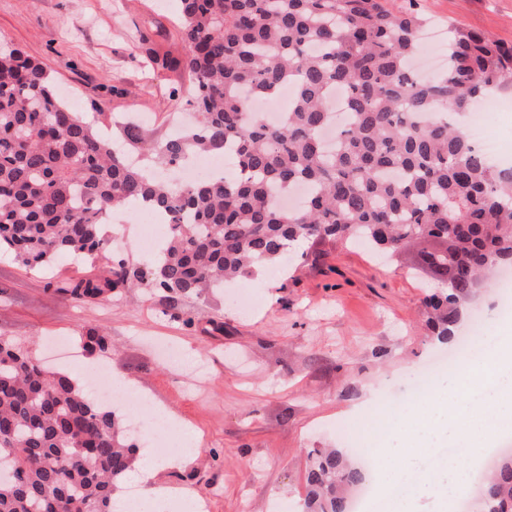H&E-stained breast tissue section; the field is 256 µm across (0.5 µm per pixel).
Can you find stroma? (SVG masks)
<instances>
[{"label":"stroma","mask_w":512,"mask_h":512,"mask_svg":"<svg viewBox=\"0 0 512 512\" xmlns=\"http://www.w3.org/2000/svg\"><path fill=\"white\" fill-rule=\"evenodd\" d=\"M417 9L435 30L512 42V0H417ZM179 20L180 0H0V46L40 64L100 134L118 138L136 124L151 143L189 118ZM152 50L174 65L153 64ZM111 230L115 252L144 266L137 216L121 212ZM91 269L63 255L28 270L0 255V336L80 382L108 365L146 401L119 415L146 430L161 417L192 432L194 454L156 476L170 512H186L190 497L203 498L206 512H292L306 494L310 451L349 455L356 440L378 456L406 447L416 421L407 390L440 350L425 309L439 284L417 249L381 259L350 243L305 245L288 266L235 283L250 301L245 310L225 290L168 300L143 288L94 302L54 293L55 282ZM479 316L486 335H501L496 279L467 302L461 332ZM93 330L117 355L85 351ZM171 351L203 363L207 378L190 381L169 363Z\"/></svg>","instance_id":"obj_1"}]
</instances>
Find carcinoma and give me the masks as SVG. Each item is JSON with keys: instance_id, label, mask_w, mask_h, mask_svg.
I'll list each match as a JSON object with an SVG mask.
<instances>
[{"instance_id": "cac0c4a2", "label": "carcinoma", "mask_w": 512, "mask_h": 512, "mask_svg": "<svg viewBox=\"0 0 512 512\" xmlns=\"http://www.w3.org/2000/svg\"><path fill=\"white\" fill-rule=\"evenodd\" d=\"M180 2L199 119L146 149L126 127L117 150L40 65L0 50V252L31 270L61 255L94 260L109 252L110 212L147 204L169 217L146 269L114 256L54 288L98 300L143 285L170 298L222 288L282 261L294 242L393 254L434 241L441 287L428 297L431 328L448 342L479 277L512 265V166L494 164L448 115L512 92V44L450 27L444 66L419 79L410 59L427 21L393 0ZM286 85L293 101L281 121L253 111L254 99ZM337 91L347 112L328 146ZM200 153L232 157L239 175H153ZM303 184L299 208L278 205ZM86 346L112 354L96 332ZM137 451L115 412L0 337V512H119L115 495ZM363 479L341 451H311L301 512H346ZM480 512H512L511 454L485 483Z\"/></svg>"}]
</instances>
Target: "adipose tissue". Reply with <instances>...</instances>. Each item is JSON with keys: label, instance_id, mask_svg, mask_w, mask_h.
Wrapping results in <instances>:
<instances>
[{"label": "adipose tissue", "instance_id": "ef3b65f1", "mask_svg": "<svg viewBox=\"0 0 512 512\" xmlns=\"http://www.w3.org/2000/svg\"><path fill=\"white\" fill-rule=\"evenodd\" d=\"M509 387L512 359L505 355L476 361L466 376L453 377L443 396L422 404V418L413 429L418 447L398 451L402 471L425 469V445L450 444L460 438L468 439L473 448L471 465H479L494 438L485 426V414L497 404L500 390ZM466 481V470L450 457L443 462L439 474L426 477L413 488L412 496L430 499L433 512H446L449 498L460 493Z\"/></svg>", "mask_w": 512, "mask_h": 512}]
</instances>
